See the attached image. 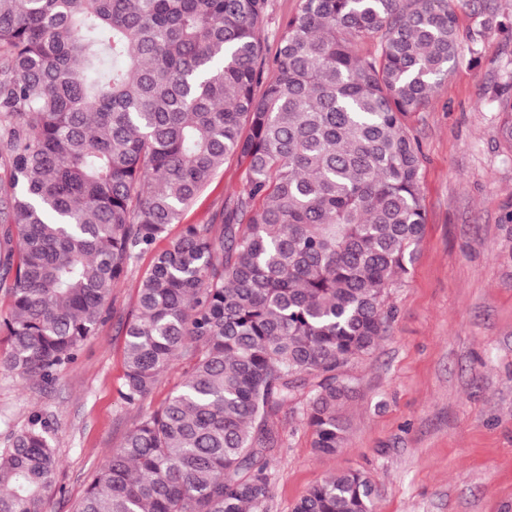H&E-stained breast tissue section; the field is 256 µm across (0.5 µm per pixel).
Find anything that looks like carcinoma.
Wrapping results in <instances>:
<instances>
[{"label": "carcinoma", "instance_id": "1", "mask_svg": "<svg viewBox=\"0 0 512 512\" xmlns=\"http://www.w3.org/2000/svg\"><path fill=\"white\" fill-rule=\"evenodd\" d=\"M268 0H0V368L52 385L144 255L120 397L141 408L186 350L183 382L139 416L75 512H267L269 418L306 402L312 447L342 448L353 382L395 314L425 232L407 120L463 50L455 0H301L266 68ZM377 34L375 56L359 41ZM512 151V78L497 86ZM242 188L157 243L224 163ZM46 421L0 448V512H45ZM354 469L293 512H374Z\"/></svg>", "mask_w": 512, "mask_h": 512}]
</instances>
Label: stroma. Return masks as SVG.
I'll return each instance as SVG.
<instances>
[{"instance_id": "stroma-1", "label": "stroma", "mask_w": 512, "mask_h": 512, "mask_svg": "<svg viewBox=\"0 0 512 512\" xmlns=\"http://www.w3.org/2000/svg\"><path fill=\"white\" fill-rule=\"evenodd\" d=\"M463 55L408 119L422 154L425 234L404 281L390 289V334L342 369L356 395L342 410L341 451L317 454L304 405L272 417L279 446L269 465L268 512H292L317 481L343 469L378 489L375 512H512V152L499 136L494 86L512 75V39L488 27L512 19V0H458ZM225 163L181 224H201L242 187ZM124 340L109 319L77 363L49 387L0 371V448L40 412L55 429L58 485L46 512H74L88 477L119 445L140 410L118 389Z\"/></svg>"}]
</instances>
